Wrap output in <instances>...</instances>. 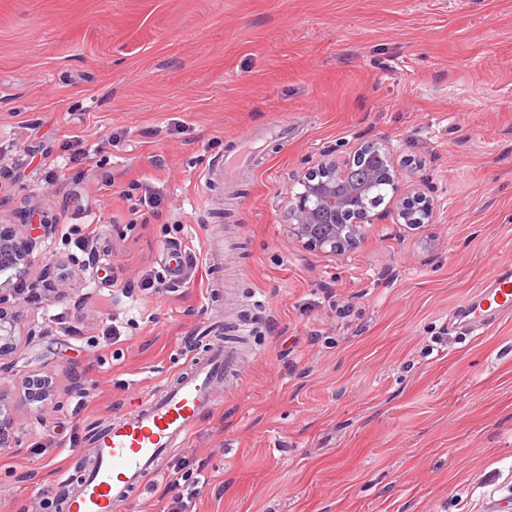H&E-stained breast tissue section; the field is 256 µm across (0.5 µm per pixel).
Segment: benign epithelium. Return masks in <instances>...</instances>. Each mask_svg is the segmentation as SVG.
Instances as JSON below:
<instances>
[{
	"label": "benign epithelium",
	"instance_id": "benign-epithelium-1",
	"mask_svg": "<svg viewBox=\"0 0 512 512\" xmlns=\"http://www.w3.org/2000/svg\"><path fill=\"white\" fill-rule=\"evenodd\" d=\"M385 178L395 204L396 223L416 230L435 223L433 204L418 194L409 196L407 177L397 165L391 143L384 139L358 142L348 156L336 148L323 152L297 178L298 192H288V234L299 245L329 256H345L364 237L367 225L375 223L370 209L359 205L379 178ZM38 234L0 231V257L8 269L27 272L37 247ZM21 303L10 302L0 282V358L14 353L20 335ZM14 401L0 391V447L15 440L9 429L14 419Z\"/></svg>",
	"mask_w": 512,
	"mask_h": 512
}]
</instances>
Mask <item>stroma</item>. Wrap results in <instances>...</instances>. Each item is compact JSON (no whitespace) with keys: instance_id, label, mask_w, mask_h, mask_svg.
I'll list each match as a JSON object with an SVG mask.
<instances>
[{"instance_id":"35a3bbf8","label":"stroma","mask_w":512,"mask_h":512,"mask_svg":"<svg viewBox=\"0 0 512 512\" xmlns=\"http://www.w3.org/2000/svg\"><path fill=\"white\" fill-rule=\"evenodd\" d=\"M251 130L254 165L204 182ZM74 135L98 168L46 183ZM361 137L412 162L435 224L371 225L336 259L295 244L297 175ZM0 162L19 173L0 226L53 227L28 274L51 266L52 290L24 305L0 390L55 391L17 411L0 512H49L91 431L187 372L219 321L251 335L177 454L202 467L196 512L512 505V314L457 317L512 271V0H0ZM173 248L184 281L145 291Z\"/></svg>"}]
</instances>
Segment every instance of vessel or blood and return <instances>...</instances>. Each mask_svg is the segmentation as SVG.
I'll use <instances>...</instances> for the list:
<instances>
[{"label": "vessel or blood", "mask_w": 512, "mask_h": 512, "mask_svg": "<svg viewBox=\"0 0 512 512\" xmlns=\"http://www.w3.org/2000/svg\"><path fill=\"white\" fill-rule=\"evenodd\" d=\"M512 308V276L497 275L493 287L467 301L463 313L481 322L491 310ZM237 357L233 343L212 342L176 383H162L143 396L134 413L113 418L89 438L95 463L67 495L66 512H117L130 494L160 476L167 459L187 447L199 416L216 404L215 387Z\"/></svg>", "instance_id": "vessel-or-blood-1"}]
</instances>
